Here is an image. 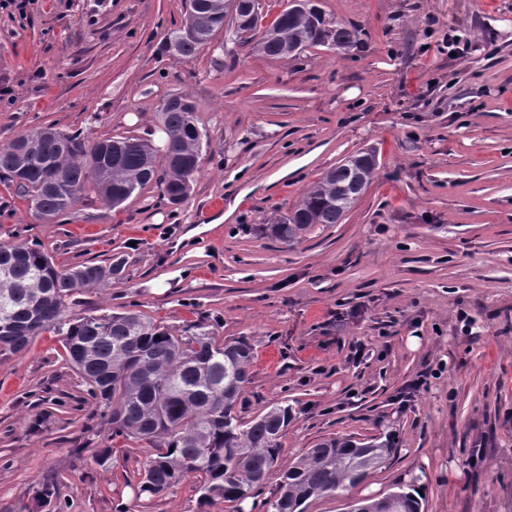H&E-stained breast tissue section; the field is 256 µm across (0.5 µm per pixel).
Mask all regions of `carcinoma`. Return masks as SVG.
<instances>
[{
    "instance_id": "obj_1",
    "label": "carcinoma",
    "mask_w": 512,
    "mask_h": 512,
    "mask_svg": "<svg viewBox=\"0 0 512 512\" xmlns=\"http://www.w3.org/2000/svg\"><path fill=\"white\" fill-rule=\"evenodd\" d=\"M232 0H189L167 48L194 58L212 47ZM291 5L262 34L258 22L235 26L236 41L269 58L296 55L333 39L347 51L359 31L326 22L316 0ZM158 112L163 146L132 137L90 140L51 127L31 130L0 147V175L14 181L36 219L49 224L71 207L87 185L112 207L153 181L163 165L164 196L184 203L199 171L201 133L195 105L183 96ZM374 152H359L328 170L287 217L269 225L272 236L293 241L313 224H337L356 203L376 170ZM124 262L56 267L26 243L0 245V356L26 351L43 330L62 328L66 300L84 288L120 278ZM64 347L89 395L109 410L112 434L145 441L155 453L143 464L141 491L162 494L185 478L200 479L207 502H237L262 482L281 453L291 409L275 405L250 421L235 408L249 381L252 348L244 340L221 344L200 324L176 336L139 313L79 317ZM393 452L390 439L330 437L317 443L281 476L274 512H305L306 503L360 484ZM390 512H421L415 495H386Z\"/></svg>"
}]
</instances>
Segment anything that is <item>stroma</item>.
Segmentation results:
<instances>
[{
    "label": "stroma",
    "instance_id": "obj_1",
    "mask_svg": "<svg viewBox=\"0 0 512 512\" xmlns=\"http://www.w3.org/2000/svg\"><path fill=\"white\" fill-rule=\"evenodd\" d=\"M317 3L358 28L356 47L268 59L238 45L228 20L186 59L166 41L188 0L0 11V147L48 126L148 142L176 95L202 134L179 206L156 182L117 208L89 187L45 224L1 178L0 244L36 245L60 268L123 259L120 279L75 294L66 318L132 311L246 341L239 416L294 414L244 499L204 502L194 477L153 496L140 490L150 445L113 437L62 333L45 331L0 356V512H272L281 473L331 436H388L395 451L306 512H346L399 486L421 491L422 512H512V0ZM452 29L464 54L442 47ZM363 149L377 169L340 223L290 243L269 233Z\"/></svg>",
    "mask_w": 512,
    "mask_h": 512
}]
</instances>
